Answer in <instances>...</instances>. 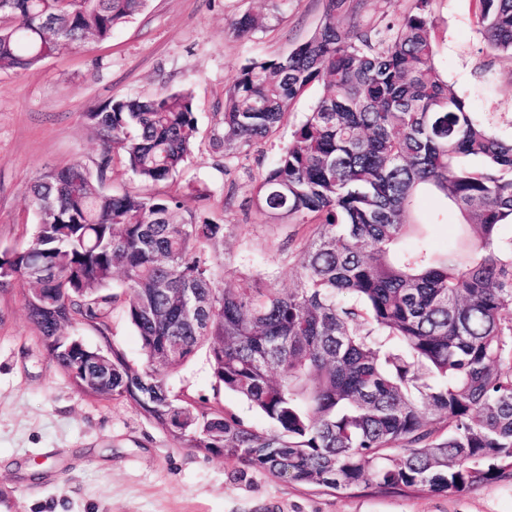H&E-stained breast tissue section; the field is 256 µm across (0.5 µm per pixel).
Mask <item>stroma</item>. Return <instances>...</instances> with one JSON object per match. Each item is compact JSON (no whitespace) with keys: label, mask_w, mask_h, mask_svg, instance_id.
Segmentation results:
<instances>
[{"label":"stroma","mask_w":512,"mask_h":512,"mask_svg":"<svg viewBox=\"0 0 512 512\" xmlns=\"http://www.w3.org/2000/svg\"><path fill=\"white\" fill-rule=\"evenodd\" d=\"M264 11L262 27L240 37L230 19ZM479 0H432L436 64L445 81L480 116H500L512 135V57L486 51ZM325 0H288L265 10L262 0H148L145 10L111 39L49 56L31 69L0 72V250L21 243L34 222L27 186L48 167L87 163L99 142L85 112L109 99L191 92L198 120L195 154L178 183L206 187L205 208L225 225V280L239 270L271 271L292 288L294 261L278 248L288 226L270 224L249 206L252 175L284 149L292 127L310 112L322 86L315 83L290 105L289 123L245 162L223 172L212 159L211 137L224 110V91L257 55L288 54L321 24ZM418 207L429 223L413 227L435 251H446L461 221L430 194ZM22 284L0 291V512H512V475L448 495H404L366 490L347 497L306 487L182 447L126 400L78 391L38 341ZM107 336L80 329L89 347L111 342L141 365L139 337L122 309ZM193 397L265 428L264 418L238 396L215 390L204 354L176 375Z\"/></svg>","instance_id":"1"}]
</instances>
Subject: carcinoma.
<instances>
[{
    "instance_id": "carcinoma-1",
    "label": "carcinoma",
    "mask_w": 512,
    "mask_h": 512,
    "mask_svg": "<svg viewBox=\"0 0 512 512\" xmlns=\"http://www.w3.org/2000/svg\"><path fill=\"white\" fill-rule=\"evenodd\" d=\"M146 2L0 0V71L108 40ZM326 2L307 40L239 69L212 135L215 164H239L322 83L251 198L294 227L295 287L268 272L218 285L224 225L191 206L206 189L106 188L118 162L139 185L174 181L198 130L192 94L174 91L84 113L98 153L30 184L37 220L28 242L0 252V288L27 287L39 342L80 392L135 403L189 448L343 495L460 493L512 456V138L441 77L430 0L382 29L356 21L364 0ZM480 3L486 48L512 56V0ZM261 24L231 22L239 36ZM423 190L463 218L461 249L443 258L400 246ZM117 306L141 367L69 334L105 333ZM201 350L215 388L245 399L265 429L174 386Z\"/></svg>"
}]
</instances>
